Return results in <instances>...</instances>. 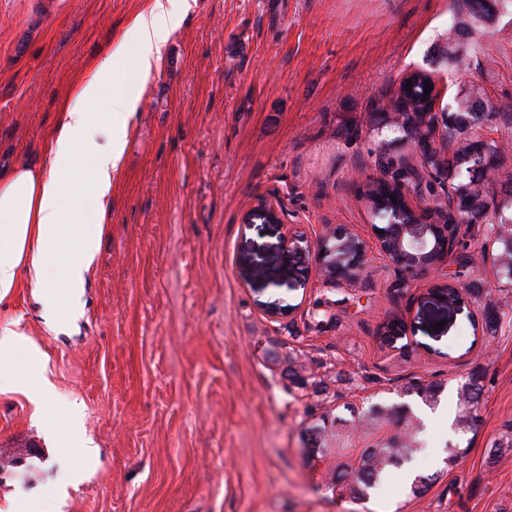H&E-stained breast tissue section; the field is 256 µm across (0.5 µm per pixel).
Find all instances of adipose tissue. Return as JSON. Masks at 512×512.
<instances>
[{
  "instance_id": "adipose-tissue-1",
  "label": "adipose tissue",
  "mask_w": 512,
  "mask_h": 512,
  "mask_svg": "<svg viewBox=\"0 0 512 512\" xmlns=\"http://www.w3.org/2000/svg\"><path fill=\"white\" fill-rule=\"evenodd\" d=\"M178 22L172 0H153L135 17L131 41L108 47L76 83L40 160L0 175V304L28 279L39 290L49 328L61 330L76 319L110 221L112 183L142 93L123 79L124 67L134 64L149 76ZM21 367L30 396L50 409L53 395L39 349L23 333L1 331L0 392L13 389Z\"/></svg>"
}]
</instances>
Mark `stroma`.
<instances>
[{"mask_svg":"<svg viewBox=\"0 0 512 512\" xmlns=\"http://www.w3.org/2000/svg\"><path fill=\"white\" fill-rule=\"evenodd\" d=\"M151 3L0 0V173L41 155L76 80ZM188 4L151 77L128 71L143 90L82 315L53 332L28 285L0 307V329L39 347L55 390L44 419L22 390L0 393V512L21 493L34 512H512V279L481 260L486 230L403 288L374 250L355 287L324 285L312 264L277 283L288 231L370 235L366 181L420 153L388 108L414 71H441V110L484 89L483 136L506 147L486 196L487 215L499 211L512 17L476 26L489 54L444 71L459 0ZM263 199L281 223L259 213ZM448 282L465 310L437 296ZM274 303L277 319L263 311ZM416 377L442 382L436 406L409 393ZM471 380L481 392L463 429L457 392ZM348 403L331 452L313 451L315 426ZM373 405L386 413L375 423ZM70 425L92 459L57 454ZM404 429L420 440L416 474L438 476L429 490L413 498L392 480L363 502L339 497L337 467ZM456 447L468 453L446 468Z\"/></svg>","mask_w":512,"mask_h":512,"instance_id":"1","label":"stroma"}]
</instances>
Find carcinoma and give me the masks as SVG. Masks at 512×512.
<instances>
[{
	"label": "carcinoma",
	"instance_id": "obj_1",
	"mask_svg": "<svg viewBox=\"0 0 512 512\" xmlns=\"http://www.w3.org/2000/svg\"><path fill=\"white\" fill-rule=\"evenodd\" d=\"M486 2L487 0H462L472 22L489 19L485 13ZM484 53L486 46L481 42H455L444 51L442 60L445 66L458 68L466 58ZM411 79V90L408 91L406 85H401L407 102H400L399 94H394L393 111L400 113L401 117L393 122V126L420 145L432 138L434 127L440 124L446 129L448 142L456 143L451 157L446 158L433 148L426 153H420V157L413 160L411 169L416 176L425 174L442 187L445 186V180H450V192L458 201V211L456 216L448 217V223L476 224L484 216L485 183L498 170L502 156L501 147L496 141L484 140L478 135V129L487 117V113L477 110V105L483 103V89L471 87L454 99L455 106L452 111L439 114L421 104L428 74L413 72ZM481 161L485 162L483 171L474 178L471 172ZM393 196L395 190L391 185L378 183L369 190L368 200L374 212L381 215L400 206V203L392 202ZM510 207L511 199L504 203L501 211L494 216V221L488 223V234L498 244L497 252L493 256L498 271L512 279V232L502 231V227L512 224V213L505 214V210ZM441 389L440 382L425 380L410 384V390L425 402H437ZM478 395V385L474 382L460 388L458 406L461 415L458 424L468 425L474 419L473 408ZM417 451V439L410 432L404 435L397 433L371 448L363 449L354 464H345V468L337 473V478L341 479L342 495L355 501L369 499L371 492L390 478L392 469L410 461Z\"/></svg>",
	"mask_w": 512,
	"mask_h": 512
}]
</instances>
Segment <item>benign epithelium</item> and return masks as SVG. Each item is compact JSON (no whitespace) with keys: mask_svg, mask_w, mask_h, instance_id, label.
Listing matches in <instances>:
<instances>
[{"mask_svg":"<svg viewBox=\"0 0 512 512\" xmlns=\"http://www.w3.org/2000/svg\"><path fill=\"white\" fill-rule=\"evenodd\" d=\"M400 192L404 207L417 221L401 223L390 219L382 226L373 224L370 242L343 224L328 227L314 245L307 238L290 232L283 249L288 274L296 273L306 257L312 254L324 284L332 288L350 286L359 280L371 244L404 277L416 278L439 267L456 246L462 225L437 224L431 213L435 210L454 211L456 201L447 198L433 207H425L418 201L419 191L411 186H400ZM379 229L383 233H377Z\"/></svg>","mask_w":512,"mask_h":512,"instance_id":"7a95c632","label":"benign epithelium"}]
</instances>
